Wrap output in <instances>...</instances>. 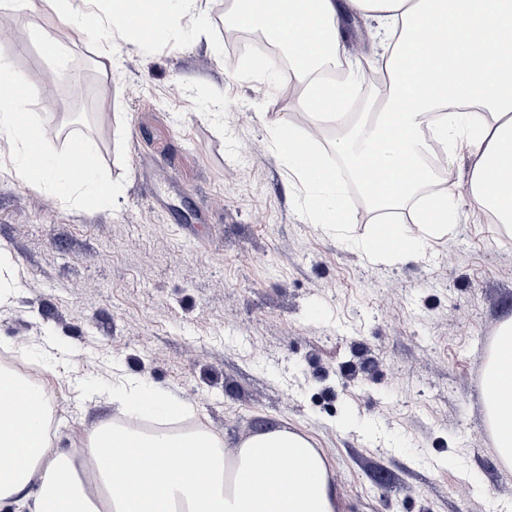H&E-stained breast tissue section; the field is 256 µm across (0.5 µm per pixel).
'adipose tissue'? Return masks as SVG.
Here are the masks:
<instances>
[{"label":"adipose tissue","instance_id":"1","mask_svg":"<svg viewBox=\"0 0 512 512\" xmlns=\"http://www.w3.org/2000/svg\"><path fill=\"white\" fill-rule=\"evenodd\" d=\"M57 21L80 37L89 20L112 27L115 39L149 46L169 36L180 11L192 0H44ZM376 19L385 41L390 90L361 144L336 143L362 191L343 195L310 140L327 123H345L347 85L359 70L339 79L323 78V68L343 51V10ZM229 26L249 25L290 59L302 93L295 111L316 116L307 136L281 121L277 147L289 170L304 183L308 206L325 225L344 224L350 210L372 213L376 225L362 248L372 257L404 260L423 242L446 235L452 223L453 193L433 184L421 162L423 127L439 140L466 147L471 159L465 192L471 206L490 222L512 225V0H234L225 14ZM27 95L23 83L0 95V140L13 146L10 172L59 199L73 191L99 198L113 186L100 169L82 175L46 159L41 171L29 166L32 125L17 107ZM428 223L409 231L396 219L420 189ZM483 373L487 423L499 458L512 464V425L493 394L512 388V317L497 333ZM38 396L31 415L0 411V508L35 497L41 512H337L336 488L327 461L303 435L268 425L242 438L225 453L222 435L208 429L142 434L108 421L92 435L82 454L52 447L48 436L49 399L43 386L0 371V401L16 388ZM264 463L267 483L254 481ZM206 472L198 481L197 472Z\"/></svg>","mask_w":512,"mask_h":512}]
</instances>
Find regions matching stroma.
I'll use <instances>...</instances> for the list:
<instances>
[{
	"instance_id": "1",
	"label": "stroma",
	"mask_w": 512,
	"mask_h": 512,
	"mask_svg": "<svg viewBox=\"0 0 512 512\" xmlns=\"http://www.w3.org/2000/svg\"><path fill=\"white\" fill-rule=\"evenodd\" d=\"M201 0L165 42L139 48L98 23L54 98L50 63L12 0L0 66L30 92L45 149L92 140L114 196L56 203L0 173V255L16 286L0 350L40 370L53 438L83 447L116 410L123 377L192 411L228 443L284 424L329 462L338 512H512L480 393L491 342L512 316V231L475 215L465 148L429 168L454 190V224L405 262L370 258L308 213L273 129L300 90L292 74L244 77ZM344 63L370 70L347 125L318 148L343 193L359 189L336 140L387 94L376 21L348 15ZM111 55L103 66L101 51Z\"/></svg>"
}]
</instances>
